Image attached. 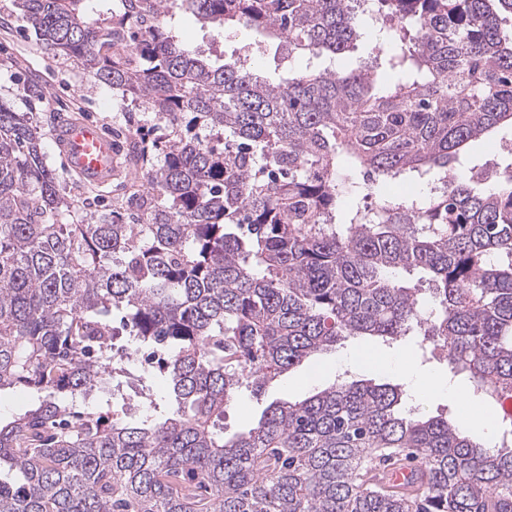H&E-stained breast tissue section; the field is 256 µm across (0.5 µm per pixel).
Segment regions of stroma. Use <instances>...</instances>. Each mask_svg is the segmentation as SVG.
<instances>
[{
  "label": "stroma",
  "mask_w": 512,
  "mask_h": 512,
  "mask_svg": "<svg viewBox=\"0 0 512 512\" xmlns=\"http://www.w3.org/2000/svg\"><path fill=\"white\" fill-rule=\"evenodd\" d=\"M175 32L181 41L203 46L228 61L261 39L260 34L241 26L205 31L186 15L178 16ZM0 102L14 111L32 113L37 121L46 160L68 190L70 207L62 217L63 223H80L86 203L92 200L137 216L135 195L139 187L132 181L127 144L137 132L138 119L144 116L142 108L131 106L120 92L96 81L74 61L46 50L23 21L14 0H0ZM70 119L93 122L112 133L117 151L109 184L90 185L68 171L56 138L59 127ZM405 352L411 354L415 368L410 378L392 368L393 360ZM429 377L441 380L442 389L418 397L417 382ZM351 380L399 386L403 406L423 415H441L458 423L466 414L462 401L447 391L448 386H461L462 381L452 376L445 359L408 340L389 345L362 337L294 365L261 394L241 391L224 411V432L232 435L255 426L272 401H298L332 384Z\"/></svg>",
  "instance_id": "35a3bbf8"
}]
</instances>
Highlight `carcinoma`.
Returning <instances> with one entry per match:
<instances>
[{
    "label": "carcinoma",
    "instance_id": "1",
    "mask_svg": "<svg viewBox=\"0 0 512 512\" xmlns=\"http://www.w3.org/2000/svg\"><path fill=\"white\" fill-rule=\"evenodd\" d=\"M19 2L165 134L131 142L140 219L57 224L40 127L0 104V391L40 393L0 422V512H512V439L404 413L388 384L218 425L241 389L348 339L432 336L512 434V167L479 192L462 160L512 126V0H372L388 82L336 69L361 0ZM175 8L263 34L287 75L213 62ZM143 348L167 349L162 393Z\"/></svg>",
    "mask_w": 512,
    "mask_h": 512
}]
</instances>
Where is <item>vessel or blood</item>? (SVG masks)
<instances>
[{"mask_svg":"<svg viewBox=\"0 0 512 512\" xmlns=\"http://www.w3.org/2000/svg\"><path fill=\"white\" fill-rule=\"evenodd\" d=\"M59 147L68 169L96 184L112 177L114 145L95 124L72 121L64 127Z\"/></svg>","mask_w":512,"mask_h":512,"instance_id":"obj_1","label":"vessel or blood"}]
</instances>
